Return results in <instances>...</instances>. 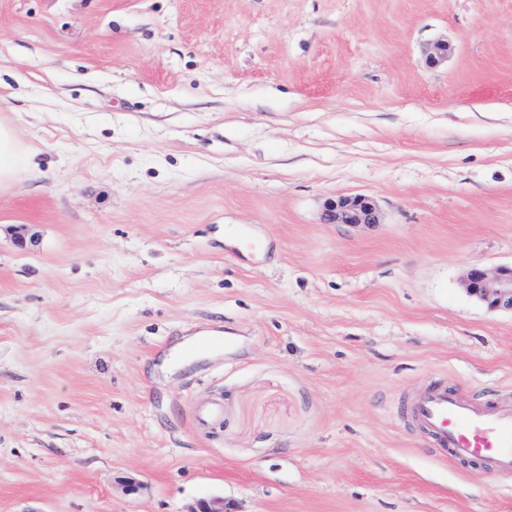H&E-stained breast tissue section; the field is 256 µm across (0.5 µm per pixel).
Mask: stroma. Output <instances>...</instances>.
<instances>
[{"label":"stroma","mask_w":512,"mask_h":512,"mask_svg":"<svg viewBox=\"0 0 512 512\" xmlns=\"http://www.w3.org/2000/svg\"><path fill=\"white\" fill-rule=\"evenodd\" d=\"M0 116V512H512V0H0ZM34 158L22 148L12 125L0 117V192L10 188L20 168L35 170ZM324 219L336 224H376L379 221L376 205L366 195L339 197L330 201ZM464 286L469 295L484 303L489 310L512 313V265L490 272L474 264L466 272ZM408 413L451 457L490 460L497 471L512 473V402L479 406L432 387L409 405Z\"/></svg>","instance_id":"35a3bbf8"}]
</instances>
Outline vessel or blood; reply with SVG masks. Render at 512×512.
Listing matches in <instances>:
<instances>
[{
    "label": "vessel or blood",
    "instance_id": "vessel-or-blood-1",
    "mask_svg": "<svg viewBox=\"0 0 512 512\" xmlns=\"http://www.w3.org/2000/svg\"><path fill=\"white\" fill-rule=\"evenodd\" d=\"M408 413L451 457L489 460L497 471L512 473V402L479 406L433 387L409 405Z\"/></svg>",
    "mask_w": 512,
    "mask_h": 512
}]
</instances>
